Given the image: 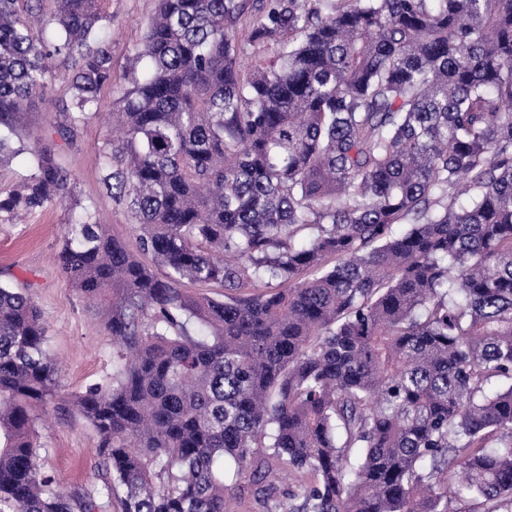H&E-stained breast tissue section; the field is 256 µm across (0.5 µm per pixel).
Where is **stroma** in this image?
Segmentation results:
<instances>
[{"label":"stroma","mask_w":512,"mask_h":512,"mask_svg":"<svg viewBox=\"0 0 512 512\" xmlns=\"http://www.w3.org/2000/svg\"><path fill=\"white\" fill-rule=\"evenodd\" d=\"M112 16V61L115 74L130 68L156 0H105ZM60 115L38 104L13 116L21 140L53 143L59 162L77 179L82 200L93 203L112 234L134 244L136 231L123 206L103 189L99 150L111 139L98 121L82 124L72 142L55 132ZM72 212L65 206L37 210L25 219L0 212V281L23 289L40 308L47 326L48 346L62 361L60 391L53 405L33 407L38 432L41 473L71 488L97 481L101 439L83 417L67 410L71 397L112 373V339L97 322L103 306H90L71 287L55 256L63 242V226Z\"/></svg>","instance_id":"35a3bbf8"}]
</instances>
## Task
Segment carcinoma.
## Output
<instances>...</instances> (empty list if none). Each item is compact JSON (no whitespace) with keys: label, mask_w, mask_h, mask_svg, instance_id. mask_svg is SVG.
<instances>
[{"label":"carcinoma","mask_w":512,"mask_h":512,"mask_svg":"<svg viewBox=\"0 0 512 512\" xmlns=\"http://www.w3.org/2000/svg\"><path fill=\"white\" fill-rule=\"evenodd\" d=\"M52 2L0 0V126L61 79L67 140L112 16ZM156 2L99 152L136 249L0 134L29 169L0 212H76L57 264L113 345L70 401L101 482L62 491L31 414L59 363L0 284V512H512V0Z\"/></svg>","instance_id":"carcinoma-1"}]
</instances>
